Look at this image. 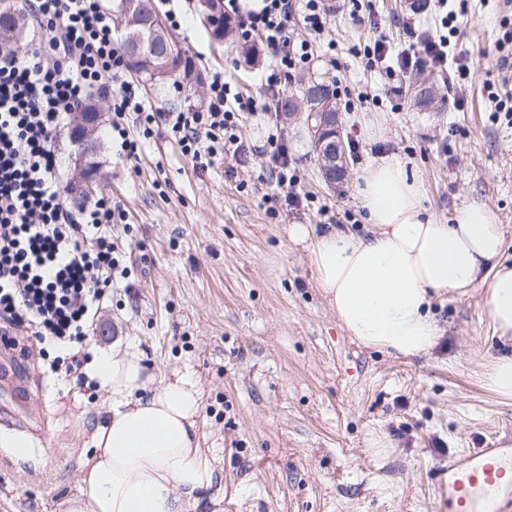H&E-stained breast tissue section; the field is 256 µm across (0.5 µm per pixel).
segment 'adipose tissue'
I'll list each match as a JSON object with an SVG mask.
<instances>
[{"label":"adipose tissue","instance_id":"1","mask_svg":"<svg viewBox=\"0 0 512 512\" xmlns=\"http://www.w3.org/2000/svg\"><path fill=\"white\" fill-rule=\"evenodd\" d=\"M424 185L400 158L371 162L359 206L371 236L305 224L288 229L308 243L317 283L340 327L360 345L403 356L426 354L442 330L432 294L484 288L496 331L512 335V265L498 263L504 232L485 207L468 204L452 222L429 214ZM92 377L111 395L79 463L76 494L57 512H194L215 483L199 448L200 397L184 377L148 372L141 356L98 354Z\"/></svg>","mask_w":512,"mask_h":512}]
</instances>
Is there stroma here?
I'll list each match as a JSON object with an SVG mask.
<instances>
[{
  "label": "stroma",
  "instance_id": "1",
  "mask_svg": "<svg viewBox=\"0 0 512 512\" xmlns=\"http://www.w3.org/2000/svg\"><path fill=\"white\" fill-rule=\"evenodd\" d=\"M421 0H324L330 25L315 40L314 62L291 73L285 94L310 80L328 85L342 114L349 172L329 188L307 132L276 110L242 114L237 156L210 164L181 153L165 130L139 139L127 158L112 141L111 116L101 124L98 197L118 202L125 227L115 228L127 253L131 291H115L88 330L86 350H135L149 372L185 376L201 398L199 445L224 488L219 507L201 512H437L448 463L478 447L512 441V398L488 388L490 361L512 357L481 293L446 294L431 304L443 330L421 357L394 356L359 345L340 328L317 286L305 245L288 236L292 224L323 230L335 215L339 230L366 234L358 204L362 170L394 155L422 179L425 207L450 221L465 204L487 207L504 228L503 262H512V116L495 111L487 84L511 92L496 67L495 45L512 0H449L459 30L449 60L470 63L466 92L453 69L425 71L438 86L433 109L417 106L408 76L393 62L368 67L363 56L377 20L393 49L406 47L405 24L433 27ZM169 32L195 61L190 93L174 81L136 82L156 112L203 108L213 74L257 97L276 65L259 37L257 62L240 52L239 35L211 39L194 0H156ZM278 135L299 181L305 207L273 200L276 174L268 134ZM234 176H226V167ZM19 370L28 388L22 409L0 391V429L34 443L38 466L16 467L0 448V512H56L76 492L79 461L107 395L91 378L53 375L55 349L30 342Z\"/></svg>",
  "mask_w": 512,
  "mask_h": 512
}]
</instances>
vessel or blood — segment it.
<instances>
[{"label": "vessel or blood", "mask_w": 512, "mask_h": 512, "mask_svg": "<svg viewBox=\"0 0 512 512\" xmlns=\"http://www.w3.org/2000/svg\"><path fill=\"white\" fill-rule=\"evenodd\" d=\"M512 465V443L477 448L448 465V512H512V482H503Z\"/></svg>", "instance_id": "b4317fda"}]
</instances>
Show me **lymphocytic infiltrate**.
<instances>
[{
  "label": "lymphocytic infiltrate",
  "instance_id": "lymphocytic-infiltrate-1",
  "mask_svg": "<svg viewBox=\"0 0 512 512\" xmlns=\"http://www.w3.org/2000/svg\"><path fill=\"white\" fill-rule=\"evenodd\" d=\"M445 13L442 34L417 35L397 56L401 72L439 69L448 62L458 16ZM293 0H224L243 37L260 35L278 60L263 83L273 96L283 76L312 60L311 45L293 37ZM27 14L40 31L31 58L0 54V345L17 348L21 335L69 349L52 371L75 372L86 355L90 320L128 274L112 233L122 223L120 206L101 198L72 212L54 180L58 156L52 147L65 116L76 112L89 89L112 100V130L127 157L139 151L126 128L128 115L150 125L163 120L184 155L216 157L219 146L237 142L239 113L256 102L213 75L205 110L146 111L125 78L126 62L101 11L100 0H27Z\"/></svg>",
  "mask_w": 512,
  "mask_h": 512
}]
</instances>
